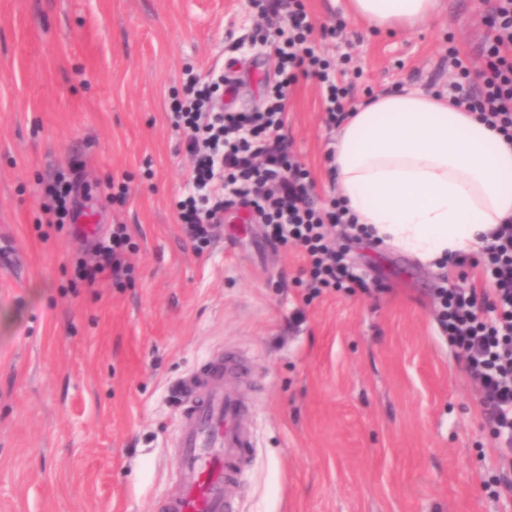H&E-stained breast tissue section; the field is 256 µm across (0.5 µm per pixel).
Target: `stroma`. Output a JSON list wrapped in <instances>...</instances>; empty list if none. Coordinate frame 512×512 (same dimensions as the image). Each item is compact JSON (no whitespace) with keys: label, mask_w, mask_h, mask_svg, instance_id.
I'll use <instances>...</instances> for the list:
<instances>
[{"label":"stroma","mask_w":512,"mask_h":512,"mask_svg":"<svg viewBox=\"0 0 512 512\" xmlns=\"http://www.w3.org/2000/svg\"><path fill=\"white\" fill-rule=\"evenodd\" d=\"M317 52L356 102L448 87V49L475 65L488 0H444L431 22L372 32L345 0H303ZM251 0H0V512H160L176 488L184 381L232 352L248 383L255 453L234 512H512L479 388L433 313L440 271L351 242L367 291L306 301L304 260L228 212L196 254L177 219L191 160L171 126L187 73L235 79L261 108L274 60ZM340 26L336 38L322 26ZM287 134L318 194L335 129L318 85L288 93ZM84 164L96 230L122 221L135 252L123 286H75L87 239L39 223L44 183ZM127 186L124 204L93 189Z\"/></svg>","instance_id":"1"}]
</instances>
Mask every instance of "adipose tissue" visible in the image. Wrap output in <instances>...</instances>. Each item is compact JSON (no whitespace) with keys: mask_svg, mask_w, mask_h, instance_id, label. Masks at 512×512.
<instances>
[{"mask_svg":"<svg viewBox=\"0 0 512 512\" xmlns=\"http://www.w3.org/2000/svg\"><path fill=\"white\" fill-rule=\"evenodd\" d=\"M441 0H347L376 31L427 24ZM336 193L372 242L437 268L479 253L512 217V143L447 97L405 88L350 112L333 144Z\"/></svg>","mask_w":512,"mask_h":512,"instance_id":"adipose-tissue-1","label":"adipose tissue"}]
</instances>
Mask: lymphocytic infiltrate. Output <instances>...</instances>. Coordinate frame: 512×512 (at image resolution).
Wrapping results in <instances>:
<instances>
[{
	"label": "lymphocytic infiltrate",
	"instance_id": "lymphocytic-infiltrate-1",
	"mask_svg": "<svg viewBox=\"0 0 512 512\" xmlns=\"http://www.w3.org/2000/svg\"><path fill=\"white\" fill-rule=\"evenodd\" d=\"M287 3L288 17L278 7ZM262 46L277 66V81L260 110L217 107L227 91L223 75L206 80L188 76L183 96L171 107L175 129L184 131L186 153L193 161L190 190L175 207L182 228L196 251L207 248L225 211L239 206L264 226L274 246L292 245L305 261L300 273L311 295L326 290L349 292L363 287L346 259L344 241L356 219L338 199L320 202L316 183L301 164L284 133L286 96L299 78L313 79L321 90L324 121L338 125L346 115L348 87L336 81L334 68L308 43L313 23L301 0H269L262 5ZM489 26L493 33L483 48L484 64L471 69L458 51H450L454 76L448 82L453 106L478 114L512 142V0H493ZM79 175L50 183L42 205V223L75 220L80 208ZM132 248L125 225L92 244V259L81 264L85 287L103 278L120 283L129 277ZM489 285L483 289L457 285L437 290V323L460 351V358L483 395L504 444L502 458L512 463V222L499 225L479 259ZM492 319H485V312Z\"/></svg>",
	"mask_w": 512,
	"mask_h": 512
}]
</instances>
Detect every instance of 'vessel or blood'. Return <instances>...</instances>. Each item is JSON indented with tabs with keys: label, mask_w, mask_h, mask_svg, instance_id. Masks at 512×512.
I'll list each match as a JSON object with an SVG mask.
<instances>
[{
	"label": "vessel or blood",
	"mask_w": 512,
	"mask_h": 512,
	"mask_svg": "<svg viewBox=\"0 0 512 512\" xmlns=\"http://www.w3.org/2000/svg\"><path fill=\"white\" fill-rule=\"evenodd\" d=\"M246 371L229 354L190 379L173 452L181 487L163 512H228V491L251 460L253 435L244 400L224 379Z\"/></svg>",
	"instance_id": "1"
}]
</instances>
